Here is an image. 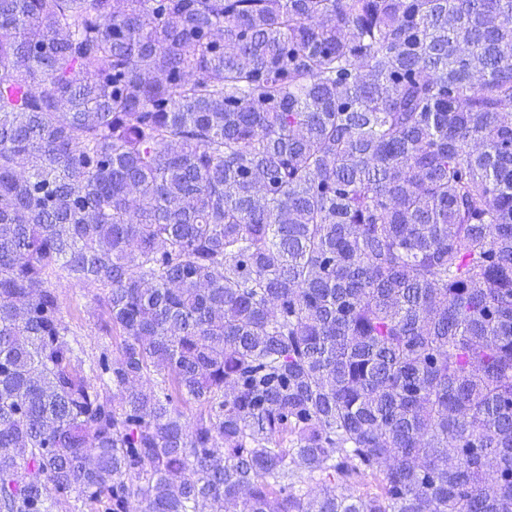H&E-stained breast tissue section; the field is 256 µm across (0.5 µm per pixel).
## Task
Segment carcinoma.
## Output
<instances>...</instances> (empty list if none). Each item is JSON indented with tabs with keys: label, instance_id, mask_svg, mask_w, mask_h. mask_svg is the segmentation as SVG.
Masks as SVG:
<instances>
[{
	"label": "carcinoma",
	"instance_id": "cac0c4a2",
	"mask_svg": "<svg viewBox=\"0 0 512 512\" xmlns=\"http://www.w3.org/2000/svg\"><path fill=\"white\" fill-rule=\"evenodd\" d=\"M74 493L512 512V0H0V512ZM63 286L57 288L61 300V312L65 322L70 325L71 333L67 336L79 356L85 361L84 368L88 374L89 360L107 351L112 357L120 344V337L112 336V331H106L101 326L100 300L105 290L98 286L70 285L66 280Z\"/></svg>",
	"mask_w": 512,
	"mask_h": 512
}]
</instances>
